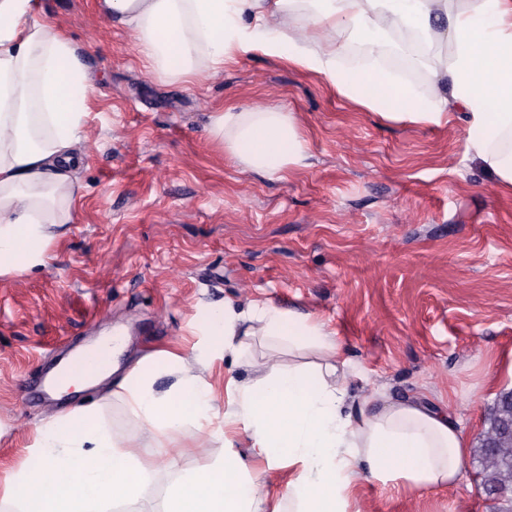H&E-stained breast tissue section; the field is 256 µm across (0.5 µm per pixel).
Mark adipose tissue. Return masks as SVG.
Returning a JSON list of instances; mask_svg holds the SVG:
<instances>
[{
    "label": "adipose tissue",
    "mask_w": 512,
    "mask_h": 512,
    "mask_svg": "<svg viewBox=\"0 0 512 512\" xmlns=\"http://www.w3.org/2000/svg\"><path fill=\"white\" fill-rule=\"evenodd\" d=\"M97 16L131 28L140 56L165 78L189 83L224 69L234 54L260 51L313 71L345 97L394 119L439 126L463 114L467 153L497 185L512 188V0H95ZM32 0H0V275L46 264L48 247L72 223L90 85L84 63L53 22L32 17ZM431 56L433 90L422 97L383 76L341 67L340 34L377 56L393 31ZM211 133L247 168L285 175L307 147L292 118L274 106L212 113ZM203 350L165 349L137 361L117 395L142 424L118 442L89 411L55 414L37 428L38 465L5 474L18 512H350L358 477L446 488L470 444L446 413L424 401L376 395L350 407L341 343L321 319L253 300L207 311L197 325ZM122 339L74 358L53 379L82 391L109 374ZM307 359L288 365L281 352ZM232 353L254 376L216 388L206 373ZM174 376L166 390L159 372ZM223 459L196 469L184 457L210 437L214 418ZM245 440L252 453L235 452ZM174 480L149 492L159 472ZM287 473L288 496L256 491Z\"/></svg>",
    "instance_id": "ef3b65f1"
}]
</instances>
